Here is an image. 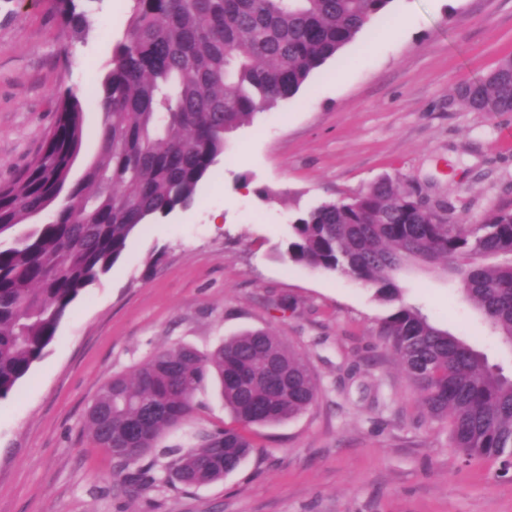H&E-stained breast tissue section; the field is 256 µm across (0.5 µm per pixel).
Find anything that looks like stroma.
Returning a JSON list of instances; mask_svg holds the SVG:
<instances>
[{
  "instance_id": "obj_1",
  "label": "stroma",
  "mask_w": 512,
  "mask_h": 512,
  "mask_svg": "<svg viewBox=\"0 0 512 512\" xmlns=\"http://www.w3.org/2000/svg\"><path fill=\"white\" fill-rule=\"evenodd\" d=\"M76 5L81 41L55 0H0V183L28 167L66 91L84 108L72 181L99 152L98 89L132 0ZM397 20L404 28L389 37ZM508 56L512 0H393L294 97L234 132L194 204L141 227L0 402V512H512V472L465 460L423 409L380 334L387 305L284 256L297 216L385 176L452 221L512 208V112H473L453 98ZM399 285L434 325L512 374V349L444 274L411 269ZM247 329L272 330L308 361L316 402L248 427L253 450L222 481L186 488L160 463L155 483L126 494L85 428L100 387L155 351H208ZM235 423L208 379L161 443L186 446L196 431Z\"/></svg>"
}]
</instances>
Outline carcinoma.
Returning <instances> with one entry per match:
<instances>
[{"instance_id": "obj_1", "label": "carcinoma", "mask_w": 512, "mask_h": 512, "mask_svg": "<svg viewBox=\"0 0 512 512\" xmlns=\"http://www.w3.org/2000/svg\"><path fill=\"white\" fill-rule=\"evenodd\" d=\"M393 0H133L125 37L112 48L99 88L100 150L70 182L84 110L58 102L43 146L13 182L0 185V401L54 341L72 304L123 258L143 225L195 201L227 137L257 111L298 93ZM73 37L86 31L74 0H57ZM475 112H512V57L457 89ZM48 220L16 234L34 218ZM286 257L349 276L393 308L381 333L399 356L430 417L448 422L467 459L512 467V376L404 301L395 274L409 265L455 278L491 335L512 348V209L479 228L419 209L403 183L382 177L344 200L323 202L288 225ZM244 426L305 413L317 385L306 360L267 329L245 330L215 349H162L101 386L86 428L112 449L130 495L156 481L150 455L190 487L237 470L252 443L243 430L199 431L189 447H158L185 422L204 379Z\"/></svg>"}]
</instances>
